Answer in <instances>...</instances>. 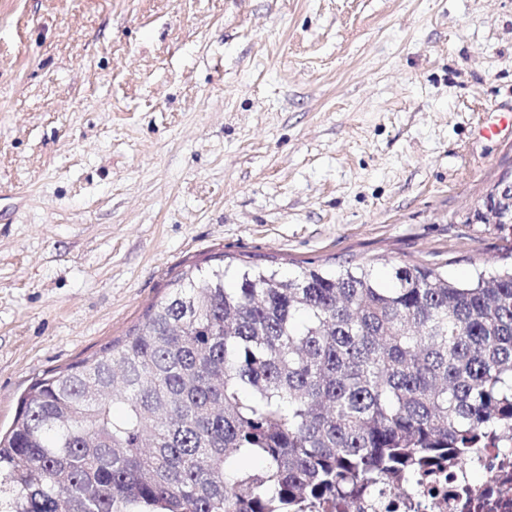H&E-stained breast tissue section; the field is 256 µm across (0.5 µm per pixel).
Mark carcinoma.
<instances>
[{
	"label": "carcinoma",
	"mask_w": 512,
	"mask_h": 512,
	"mask_svg": "<svg viewBox=\"0 0 512 512\" xmlns=\"http://www.w3.org/2000/svg\"><path fill=\"white\" fill-rule=\"evenodd\" d=\"M196 271L21 396L6 512H351L512 448V269Z\"/></svg>",
	"instance_id": "carcinoma-1"
}]
</instances>
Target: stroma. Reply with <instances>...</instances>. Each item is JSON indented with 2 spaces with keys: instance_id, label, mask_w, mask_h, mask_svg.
<instances>
[{
  "instance_id": "obj_1",
  "label": "stroma",
  "mask_w": 512,
  "mask_h": 512,
  "mask_svg": "<svg viewBox=\"0 0 512 512\" xmlns=\"http://www.w3.org/2000/svg\"><path fill=\"white\" fill-rule=\"evenodd\" d=\"M512 0H0V428L177 275L512 264ZM504 207H508L510 210ZM511 210L512 175L510 172L500 176L490 187L481 204L473 211L470 222L472 224H497L500 230L510 231L512 227Z\"/></svg>"
}]
</instances>
